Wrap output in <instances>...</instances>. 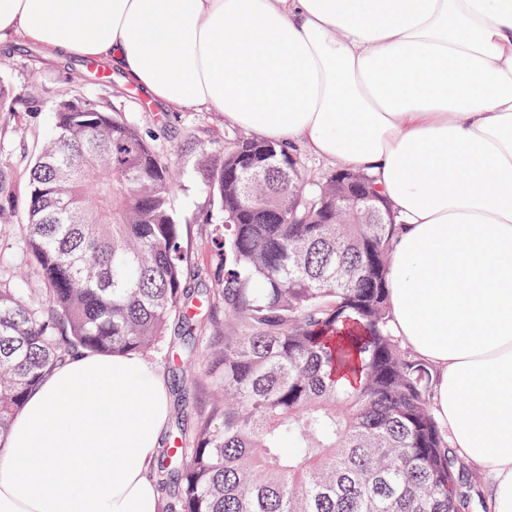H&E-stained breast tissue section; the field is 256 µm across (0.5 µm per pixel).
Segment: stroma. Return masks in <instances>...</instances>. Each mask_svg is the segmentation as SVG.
Masks as SVG:
<instances>
[{"instance_id": "stroma-1", "label": "stroma", "mask_w": 512, "mask_h": 512, "mask_svg": "<svg viewBox=\"0 0 512 512\" xmlns=\"http://www.w3.org/2000/svg\"><path fill=\"white\" fill-rule=\"evenodd\" d=\"M16 49L8 70L0 72L12 111L0 112V209L13 221L0 227V262L9 263L18 256L22 244L20 232L30 204V155L52 128L55 105L60 96L76 95L108 107L125 122L136 125L159 151L171 155L182 175L174 193V205L185 217L184 240L194 257L184 271L187 287L198 288L211 282L204 245L209 225L199 223L208 198L203 191L196 160L201 152H221L229 139L238 136L237 127L220 112L172 110L147 103L133 88L73 81L66 65L48 66L33 43L16 38ZM210 335L208 323L196 330L198 346L194 369L181 373L175 365L183 349L178 320H171L163 343L149 362L163 374L170 397V422L163 438L164 446L176 445L180 437H192L198 413L209 394L208 359L205 343Z\"/></svg>"}]
</instances>
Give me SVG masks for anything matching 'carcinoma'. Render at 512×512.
Masks as SVG:
<instances>
[{"instance_id": "obj_1", "label": "carcinoma", "mask_w": 512, "mask_h": 512, "mask_svg": "<svg viewBox=\"0 0 512 512\" xmlns=\"http://www.w3.org/2000/svg\"><path fill=\"white\" fill-rule=\"evenodd\" d=\"M29 171L22 247L39 288L0 286V441L28 394L74 351L140 356L172 318L211 316L212 394L159 470L158 512H469L482 477L451 448L429 367L390 326L395 212L366 172L307 187L295 148L238 137L202 152L211 287L173 205L174 159L100 105L63 99ZM260 174L239 192L238 170ZM375 212L354 211L363 188Z\"/></svg>"}]
</instances>
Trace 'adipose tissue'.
Segmentation results:
<instances>
[{"label":"adipose tissue","instance_id":"1","mask_svg":"<svg viewBox=\"0 0 512 512\" xmlns=\"http://www.w3.org/2000/svg\"><path fill=\"white\" fill-rule=\"evenodd\" d=\"M15 36L369 173L400 225L391 328L512 512V0H0ZM169 413L141 357H69L12 422L0 512H157Z\"/></svg>","mask_w":512,"mask_h":512}]
</instances>
